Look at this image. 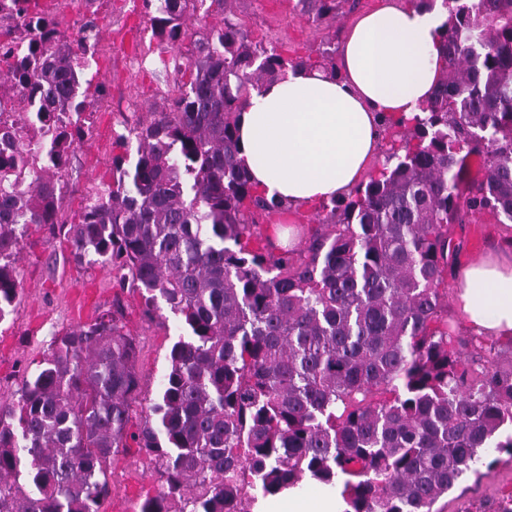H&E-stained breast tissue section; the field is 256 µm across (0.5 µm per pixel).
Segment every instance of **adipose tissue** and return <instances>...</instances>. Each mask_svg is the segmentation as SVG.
I'll use <instances>...</instances> for the list:
<instances>
[{"label": "adipose tissue", "mask_w": 512, "mask_h": 512, "mask_svg": "<svg viewBox=\"0 0 512 512\" xmlns=\"http://www.w3.org/2000/svg\"><path fill=\"white\" fill-rule=\"evenodd\" d=\"M443 14L382 0L350 27L336 73L288 67L250 90L239 116V159L255 186L289 211L346 195L383 162L385 124L421 114L442 76ZM473 334L512 339V237L468 261L455 297ZM339 490L297 487L256 512H344Z\"/></svg>", "instance_id": "1"}]
</instances>
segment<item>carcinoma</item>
Wrapping results in <instances>:
<instances>
[{
	"instance_id": "1",
	"label": "carcinoma",
	"mask_w": 512,
	"mask_h": 512,
	"mask_svg": "<svg viewBox=\"0 0 512 512\" xmlns=\"http://www.w3.org/2000/svg\"><path fill=\"white\" fill-rule=\"evenodd\" d=\"M232 2L143 0L162 68L189 79L162 111L124 120L112 182L68 224L66 167L105 96L83 83L96 22L70 41L30 0H0L13 32L0 40V321L35 224L64 229L78 261L111 264L145 319L164 304L185 331L135 429L138 347L118 308L56 337L0 402V512H100L107 461L132 446L162 481L139 512H251L308 479L341 484L345 512H433L482 454L512 455V434L494 441L512 426V344L450 336L445 288L450 225L512 224V0H442L443 76L424 116L387 126L392 166L322 202L301 249L260 232L282 204L240 164L237 116L290 65L335 72L336 48L288 59L249 39ZM357 3L299 0L314 21ZM472 154L484 178L461 191Z\"/></svg>"
}]
</instances>
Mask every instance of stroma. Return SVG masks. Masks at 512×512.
<instances>
[{"instance_id":"obj_1","label":"stroma","mask_w":512,"mask_h":512,"mask_svg":"<svg viewBox=\"0 0 512 512\" xmlns=\"http://www.w3.org/2000/svg\"><path fill=\"white\" fill-rule=\"evenodd\" d=\"M360 0L356 12L337 22H315L303 16L297 0H234L232 7L251 39L287 50L289 57L318 60L324 43L343 35L357 13L378 6ZM33 12L51 17L65 36L82 21L95 17L100 40L86 76L107 92L111 109L94 110L80 145L71 155L61 203L63 219H80L91 188L112 180V157L118 154L115 133L127 115L161 110L170 85L160 72L157 42L151 37L142 0H31ZM458 248L456 269L472 257L493 250L501 238L500 224L489 214H476L452 225ZM19 282L17 312L0 323V398L13 399L25 373L36 370L59 334L90 323L120 301L124 323L139 344V396L131 407V423L141 417L158 393L168 370V355L177 339L174 316L148 322L139 294L115 286L111 266L77 261L64 236H49L30 226L25 247L15 263ZM448 274V290L456 292L457 274ZM111 496L104 512H138L140 504L161 490V481L148 458L130 448L107 465ZM512 495V455L502 452L485 475L467 474L438 502L443 512H493L492 505Z\"/></svg>"}]
</instances>
